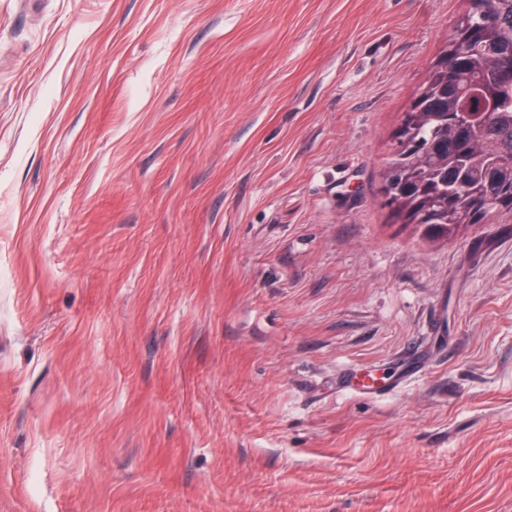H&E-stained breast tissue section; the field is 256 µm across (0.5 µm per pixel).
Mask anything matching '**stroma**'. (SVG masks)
<instances>
[{
    "mask_svg": "<svg viewBox=\"0 0 512 512\" xmlns=\"http://www.w3.org/2000/svg\"><path fill=\"white\" fill-rule=\"evenodd\" d=\"M465 8L0 0V512H512V218L379 199Z\"/></svg>",
    "mask_w": 512,
    "mask_h": 512,
    "instance_id": "35a3bbf8",
    "label": "stroma"
}]
</instances>
